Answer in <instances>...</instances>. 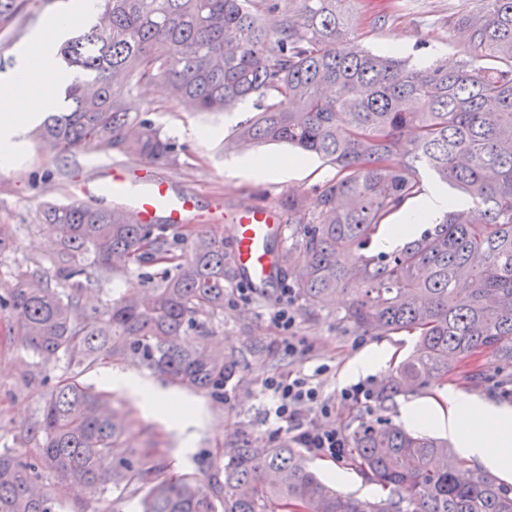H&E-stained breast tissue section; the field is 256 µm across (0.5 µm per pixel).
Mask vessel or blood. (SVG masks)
<instances>
[{"label": "vessel or blood", "instance_id": "1", "mask_svg": "<svg viewBox=\"0 0 512 512\" xmlns=\"http://www.w3.org/2000/svg\"><path fill=\"white\" fill-rule=\"evenodd\" d=\"M70 195L77 202L91 201L130 213L141 224L163 222L179 227L192 220L217 222L224 216L218 208L201 212L192 197L174 194L168 183L150 170L122 165L112 167L106 180L89 179L73 185ZM232 222L234 268L252 288L273 292L280 266L273 242L283 231L281 214L245 204L235 210Z\"/></svg>", "mask_w": 512, "mask_h": 512}]
</instances>
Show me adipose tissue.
<instances>
[{
	"instance_id": "adipose-tissue-1",
	"label": "adipose tissue",
	"mask_w": 512,
	"mask_h": 512,
	"mask_svg": "<svg viewBox=\"0 0 512 512\" xmlns=\"http://www.w3.org/2000/svg\"><path fill=\"white\" fill-rule=\"evenodd\" d=\"M101 0H72L51 23L32 37L31 49L21 55L14 68L0 77V168L24 160L23 134L39 113L54 106L59 87L71 81L69 72L58 68L52 57L54 43L79 21L94 17ZM448 208V193L429 189L412 204L404 206L394 223L383 225L380 239L396 245L420 234L424 224ZM106 383L124 388L150 407L167 406L184 420L195 412L189 400L140 383L122 374H106ZM401 421L418 431L448 434L459 450L484 466L500 470L512 467V409L499 407L458 392L444 389L432 399L414 398L399 407Z\"/></svg>"
}]
</instances>
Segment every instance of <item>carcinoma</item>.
I'll return each mask as SVG.
<instances>
[{"mask_svg":"<svg viewBox=\"0 0 512 512\" xmlns=\"http://www.w3.org/2000/svg\"><path fill=\"white\" fill-rule=\"evenodd\" d=\"M30 0H0V28ZM358 0H101L94 24L60 54L80 71L65 88L67 109L49 115L38 138L50 149L94 148L156 166L178 163L180 147L128 101L141 82L200 112L247 98L258 113L232 136L237 148L286 143L336 166L314 191L288 196L297 240L281 255L310 306L350 293L345 320L361 332H408L414 350L378 389L384 405L445 382L459 364L481 384L512 368V0H473L457 25L467 50L453 68H418L354 44ZM280 14L271 31L267 12ZM423 163L453 189L433 229L389 255L363 250L380 225L425 191ZM55 225L60 290L41 270L19 275L0 298L10 334L48 363L63 355L70 376L44 395L17 449L0 451V512H62L66 491L89 504L109 487L150 486L142 512H512V487L485 470L462 481L448 443L391 422L363 424L350 438L352 465L389 491L362 501L326 485L286 444L243 445L200 458L204 479L170 477L150 449L122 462L112 448L124 430L110 398L77 381L109 362L224 402L236 360L213 349L208 320L224 313L229 265L224 242L188 240L165 224H134L110 208L45 202ZM118 269L138 282L104 309L90 308L91 280ZM38 443L35 453L22 451Z\"/></svg>","mask_w":512,"mask_h":512,"instance_id":"1","label":"carcinoma"}]
</instances>
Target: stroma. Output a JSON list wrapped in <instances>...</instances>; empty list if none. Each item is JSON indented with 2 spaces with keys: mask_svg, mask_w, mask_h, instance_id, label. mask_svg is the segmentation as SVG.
Wrapping results in <instances>:
<instances>
[{
  "mask_svg": "<svg viewBox=\"0 0 512 512\" xmlns=\"http://www.w3.org/2000/svg\"><path fill=\"white\" fill-rule=\"evenodd\" d=\"M66 0H32L26 15L8 28L0 30V60L13 67L17 49L27 44L30 35L57 14ZM467 0H366L356 17L353 36L356 44L374 53L385 51L387 42L396 35L407 37L404 53L411 63L425 66L436 60L456 64L462 57L466 41L457 30H449L448 20L464 10ZM154 105L153 118L162 132L184 147L177 165L158 169L178 193L195 195L201 210L221 206L232 213L237 204L258 202L282 208L289 194L313 195L317 186L335 178L336 168L308 156L307 168L285 181L254 182L232 177L230 165L240 152L231 144V136L240 122L253 116V101L242 103L232 112H198L163 98L160 87L140 85L130 99L132 111ZM205 129L217 130V137H202ZM25 160L19 170L0 169V224L7 225L10 237L0 248V296L15 288L17 273L38 268L45 277H53L51 260L59 249L54 227L38 218L44 201L70 202L69 186L86 175H101L115 165H136L131 156L87 150L67 156L58 155L25 132ZM240 279L226 284L224 313L213 320L212 341L223 347L237 361V370L228 387L232 401L222 404L202 393H188L197 408L196 415L183 426H172L165 416L149 410L130 391L106 385L102 377L108 372L123 373L137 380L160 385L159 377L149 370H138L121 363H107L83 373L80 380L95 390L109 394L112 404L127 420L124 434L116 441L114 460L129 457L140 448L155 449L170 469L181 474L199 471L198 459L205 452L237 448L245 443L266 444L273 424L266 408L269 398L263 391L265 379L286 372L314 373L318 366L327 371L318 377L326 396L344 388L341 373L346 363L371 344L385 342L394 352L391 358L371 375L372 385L379 383L411 352L415 337L407 332L364 334L343 319L347 298L337 294L327 305L309 307L294 298L292 309L296 324L292 334L304 356L291 358L281 348V334L269 322L267 313L278 295L255 291L241 295ZM71 369L66 358L45 364L24 350L10 335L6 318H0V449L13 447L14 438L28 429L39 417L43 395ZM449 388L512 407V374L491 372L479 386L465 381L462 370L449 375ZM399 421L398 404L382 406L372 403L364 408L337 403L336 421L347 432L361 424L380 418ZM309 464L325 481L337 489L362 500L386 498L387 492L361 475L349 461H326L310 458Z\"/></svg>",
  "mask_w": 512,
  "mask_h": 512,
  "instance_id": "obj_1",
  "label": "stroma"
}]
</instances>
